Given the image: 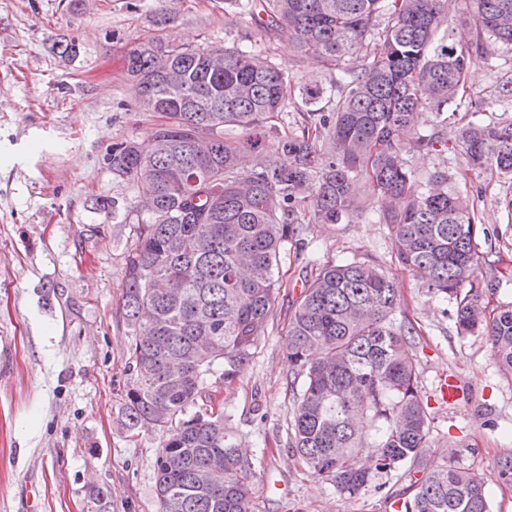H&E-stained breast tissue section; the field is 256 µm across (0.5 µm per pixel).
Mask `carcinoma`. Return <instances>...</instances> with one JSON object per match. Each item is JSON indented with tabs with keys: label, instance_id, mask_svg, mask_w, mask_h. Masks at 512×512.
<instances>
[{
	"label": "carcinoma",
	"instance_id": "obj_1",
	"mask_svg": "<svg viewBox=\"0 0 512 512\" xmlns=\"http://www.w3.org/2000/svg\"><path fill=\"white\" fill-rule=\"evenodd\" d=\"M260 31L280 28L297 49L333 67L330 87L299 88L301 135L267 119L288 107L291 83L255 44L173 46L159 36L128 50L125 72L142 112L165 117L152 139L104 154L130 186L138 233L125 255L123 315L132 329L129 429L162 441L159 512H256L254 462L224 428L209 379L235 377L265 335L279 293L280 251L306 224L353 223L373 208L353 184L370 182L399 265L455 301L461 336H484L512 376V305L490 307L498 284L479 274L477 208L461 182L490 172L512 180V121L470 122L448 136L445 107L488 41L512 46V0H468L476 40L438 37L448 0H224ZM388 18L385 26L378 19ZM373 59L361 55L371 43ZM72 62L77 38L52 46ZM434 116L407 144L403 129ZM227 129L239 137H224ZM331 160L320 162L317 145ZM453 151L460 170L424 178L411 151ZM251 151L250 170L239 165ZM397 278L379 264H323L288 321V361L304 377L292 448L316 478L349 497L404 465L422 473L402 512H490L486 486H512V453L490 473L428 454L431 417L418 381L417 330L401 312Z\"/></svg>",
	"mask_w": 512,
	"mask_h": 512
}]
</instances>
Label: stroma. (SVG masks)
Here are the masks:
<instances>
[{
    "label": "stroma",
    "mask_w": 512,
    "mask_h": 512,
    "mask_svg": "<svg viewBox=\"0 0 512 512\" xmlns=\"http://www.w3.org/2000/svg\"><path fill=\"white\" fill-rule=\"evenodd\" d=\"M154 0H0V512H157L158 433L128 430L123 411L132 331L122 315L124 258L138 230L98 210L100 198L129 206L103 156L112 142L146 139L160 114L137 110L124 57L153 36ZM202 48L248 40L265 46L292 85L329 81L331 69L301 54L279 30L258 32L219 0H178L161 32ZM79 37L86 51L67 62L53 41ZM512 50L496 46L473 60L465 88L449 104L457 125L492 101L512 120ZM482 230L480 271L500 285L493 304L512 303V182L486 173L468 183ZM304 245L279 256L282 283L264 336L233 382L211 391L243 447L263 453L251 479L259 512H393L388 489L353 499L313 476L294 456V370L287 322L317 269L328 261L370 260L399 281L406 317L418 331L419 385L429 396L435 460L459 447L454 463L491 471L512 452V377L482 336L458 335L454 305L426 293L394 259L389 231L368 214L347 224H309ZM456 376L461 400L435 399L441 374Z\"/></svg>",
    "instance_id": "1"
}]
</instances>
